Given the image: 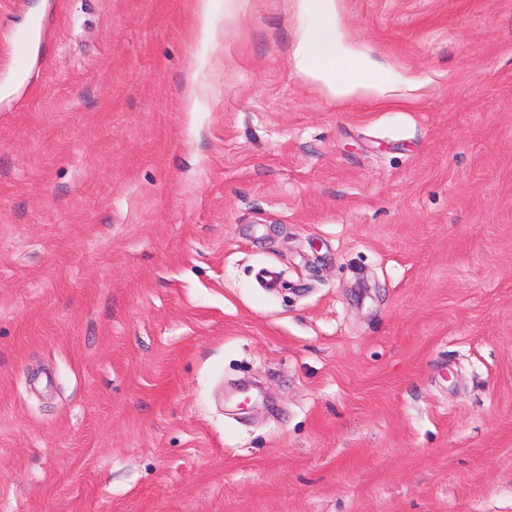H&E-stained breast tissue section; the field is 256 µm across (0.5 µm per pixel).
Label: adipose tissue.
<instances>
[{"label": "adipose tissue", "mask_w": 512, "mask_h": 512, "mask_svg": "<svg viewBox=\"0 0 512 512\" xmlns=\"http://www.w3.org/2000/svg\"><path fill=\"white\" fill-rule=\"evenodd\" d=\"M306 23L294 51L296 68L334 97L385 96L390 83L373 62L351 57L336 27V0H298Z\"/></svg>", "instance_id": "obj_1"}]
</instances>
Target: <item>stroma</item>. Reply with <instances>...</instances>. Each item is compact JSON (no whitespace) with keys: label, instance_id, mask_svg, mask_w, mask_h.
Wrapping results in <instances>:
<instances>
[{"label":"stroma","instance_id":"35a3bbf8","mask_svg":"<svg viewBox=\"0 0 512 512\" xmlns=\"http://www.w3.org/2000/svg\"><path fill=\"white\" fill-rule=\"evenodd\" d=\"M192 4L0 0V512H512V0ZM297 1L306 23L294 51L296 68L333 97L385 96L388 72L369 60L351 57L336 27V1Z\"/></svg>","mask_w":512,"mask_h":512}]
</instances>
